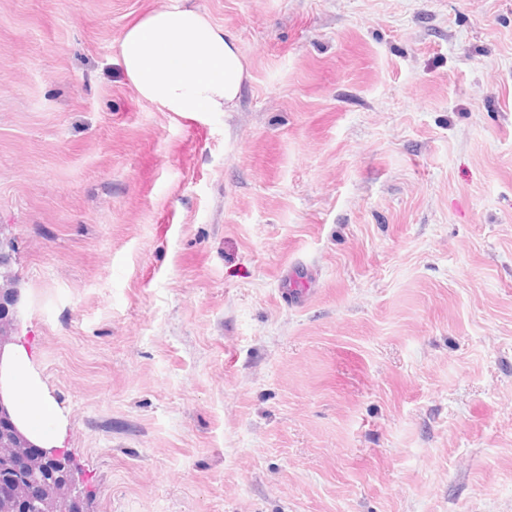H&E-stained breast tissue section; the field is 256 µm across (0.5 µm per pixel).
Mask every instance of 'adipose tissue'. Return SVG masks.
<instances>
[{
  "mask_svg": "<svg viewBox=\"0 0 512 512\" xmlns=\"http://www.w3.org/2000/svg\"><path fill=\"white\" fill-rule=\"evenodd\" d=\"M120 58L142 98L185 117L233 111L248 77L236 39L188 6L149 13L129 26ZM0 388L14 422L31 442L62 447L64 417L26 347H13L0 359Z\"/></svg>",
  "mask_w": 512,
  "mask_h": 512,
  "instance_id": "1",
  "label": "adipose tissue"
}]
</instances>
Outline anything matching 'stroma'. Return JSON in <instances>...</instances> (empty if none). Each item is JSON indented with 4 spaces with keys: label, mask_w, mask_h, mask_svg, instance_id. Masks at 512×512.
<instances>
[{
    "label": "stroma",
    "mask_w": 512,
    "mask_h": 512,
    "mask_svg": "<svg viewBox=\"0 0 512 512\" xmlns=\"http://www.w3.org/2000/svg\"><path fill=\"white\" fill-rule=\"evenodd\" d=\"M182 5L236 111L126 76ZM0 225L87 512H512V0H0ZM120 58L142 98L184 117L232 112L249 77L236 39L188 6L154 11L129 26Z\"/></svg>",
    "instance_id": "1"
}]
</instances>
